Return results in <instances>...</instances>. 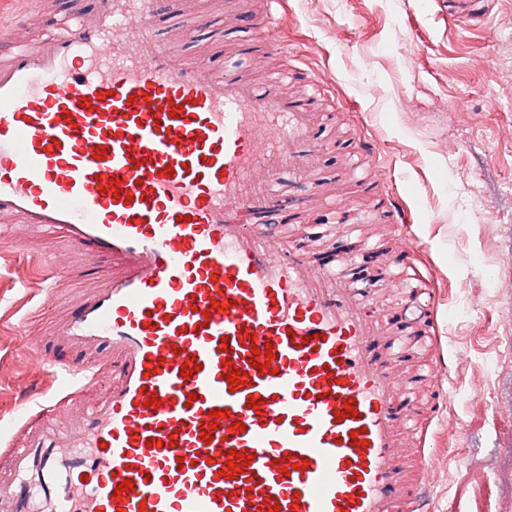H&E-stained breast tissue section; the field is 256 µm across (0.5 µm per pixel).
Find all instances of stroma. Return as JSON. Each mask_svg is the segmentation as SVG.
Returning a JSON list of instances; mask_svg holds the SVG:
<instances>
[{"instance_id":"obj_1","label":"stroma","mask_w":512,"mask_h":512,"mask_svg":"<svg viewBox=\"0 0 512 512\" xmlns=\"http://www.w3.org/2000/svg\"><path fill=\"white\" fill-rule=\"evenodd\" d=\"M211 21L188 52L257 80L301 67L328 85L333 117L316 113L320 177L338 178L341 198L317 206L318 227L342 224L363 246L358 217L377 193L397 197L414 219L415 270L435 306L443 348L452 350L446 425L431 427L435 459L421 475L429 512H512V0H493L484 24L449 17L446 0H282L265 37L250 24L263 0H196ZM233 37L251 41L237 56ZM376 141V158L354 151ZM56 268L60 286L44 303L33 262ZM96 267L16 222L0 228V448L25 444L27 411L17 391L45 371L35 342L72 305Z\"/></svg>"}]
</instances>
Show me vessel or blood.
Here are the masks:
<instances>
[{"label": "vessel or blood", "instance_id": "obj_1", "mask_svg": "<svg viewBox=\"0 0 512 512\" xmlns=\"http://www.w3.org/2000/svg\"><path fill=\"white\" fill-rule=\"evenodd\" d=\"M491 4L448 0V14L480 22ZM204 22L191 0H90L0 53V215L99 269L43 347L51 374L99 394L9 449L0 512H410L432 458L405 453L402 434L426 440L450 402L446 367L415 364L425 340L443 355L436 316L368 315L375 294L341 230L274 246L261 217L283 172L303 201L325 193L312 122L325 88L308 75L295 98L217 73L182 48ZM371 221L411 215L384 198ZM256 347L277 374L253 368ZM218 409L229 423L213 430ZM231 450L252 457L235 479Z\"/></svg>", "mask_w": 512, "mask_h": 512}]
</instances>
